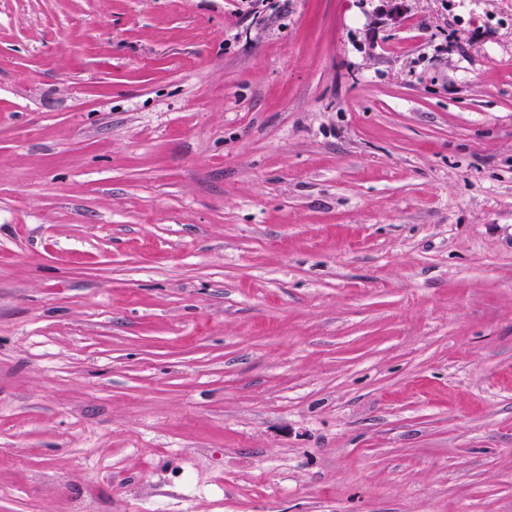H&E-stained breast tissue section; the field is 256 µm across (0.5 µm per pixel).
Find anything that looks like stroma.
I'll return each mask as SVG.
<instances>
[{"instance_id":"1","label":"stroma","mask_w":512,"mask_h":512,"mask_svg":"<svg viewBox=\"0 0 512 512\" xmlns=\"http://www.w3.org/2000/svg\"><path fill=\"white\" fill-rule=\"evenodd\" d=\"M0 512H512V0H0Z\"/></svg>"}]
</instances>
